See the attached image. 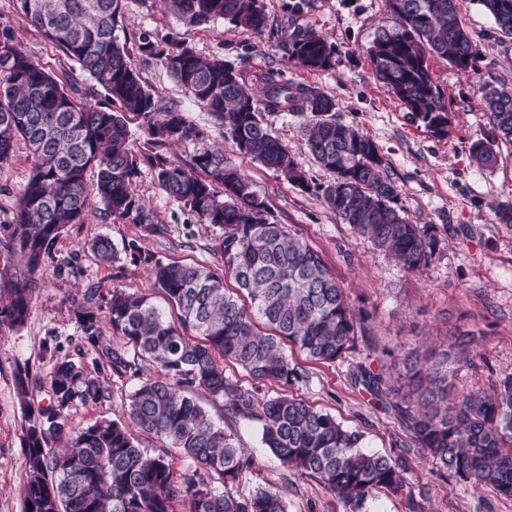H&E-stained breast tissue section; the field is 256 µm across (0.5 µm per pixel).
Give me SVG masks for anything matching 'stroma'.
<instances>
[{
    "instance_id": "obj_1",
    "label": "stroma",
    "mask_w": 512,
    "mask_h": 512,
    "mask_svg": "<svg viewBox=\"0 0 512 512\" xmlns=\"http://www.w3.org/2000/svg\"><path fill=\"white\" fill-rule=\"evenodd\" d=\"M286 2L263 0L272 28L257 34L224 19L189 27L166 13L159 0H125L124 33L133 67L204 137L158 146L143 119L127 115L132 149L140 159L134 191L161 225V232L107 217L100 204H91L83 221L68 225L53 246L24 323L0 330V512H25L21 495L25 450L20 432L24 411L15 384L18 366L28 365L32 373L41 375L55 355L96 370L99 356L84 338L75 300L90 288L152 294L147 264L133 262L125 244L135 243L143 255L165 262L221 270L211 227L163 191L145 160L146 155L158 153L188 166L194 155L213 146L223 148L250 177L269 207L270 221L291 226L320 254L346 289L355 312L363 317L352 350L334 365L310 362L304 354L293 352V361L304 365L307 377L289 387V394L330 413L343 426L362 431L366 451L402 461L418 512H512V498L501 497L489 487L475 488L440 467L393 411L383 409L351 381L361 366L401 376L407 352L442 348L450 353L448 365L456 390L488 392L512 374V224L500 223L497 216L498 210L512 207V145L498 144L496 161L488 167L478 166L470 153L475 140L491 135L482 86L490 83L512 90V40L498 37L491 18L474 0H458L459 16L479 40L483 60L477 72L465 75L444 59L430 58L433 78L452 113L451 135L441 140L422 122L412 120L374 76L367 49L377 30L392 23L385 0H312L311 7L295 17L289 15ZM1 23L12 27L17 42L46 71L68 75L89 102L107 105L103 89L25 20L15 0H0ZM296 25L312 29L333 45L331 66L311 72L289 61L282 40ZM144 37L164 49L184 45L204 58H224L251 73L277 68L285 79L319 87L333 96L337 119L359 128L378 146L406 217L415 224L436 226L439 256L422 275L406 276L367 238L340 222L320 193L334 175L311 159L301 132L307 115L272 112L264 119L302 165L309 190H300L281 173L239 154L213 115L194 101L160 60L140 53L138 45ZM31 162L25 144L20 143L9 165L0 169V239L12 222ZM98 235L110 237L116 245L118 253L112 262H99L88 250V240ZM152 296L156 305H163L161 295ZM108 380L109 398L73 409L72 426L124 417L139 379L112 373ZM201 403L253 457L251 472L236 483V490L269 487L283 496L288 512H349L316 479L283 467L263 447L261 422L229 414L219 400L205 397ZM408 501L379 490L368 497L366 510L408 512Z\"/></svg>"
}]
</instances>
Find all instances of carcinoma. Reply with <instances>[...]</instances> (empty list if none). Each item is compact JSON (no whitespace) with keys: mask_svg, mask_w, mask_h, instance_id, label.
<instances>
[{"mask_svg":"<svg viewBox=\"0 0 512 512\" xmlns=\"http://www.w3.org/2000/svg\"><path fill=\"white\" fill-rule=\"evenodd\" d=\"M497 34L512 38V0H477ZM394 24L377 32L367 54L375 78L387 86L411 119L446 139L452 118L427 63L436 55L461 73L474 72L482 55L459 17L457 0H386ZM165 9L190 26L223 18L261 33L270 27L262 0H163ZM29 23L54 41L101 87L113 104L95 107L77 90L46 72L0 29V168L18 140L32 154L29 180L17 201L9 233L0 240L19 254L20 270L0 287L10 295L0 309V328L23 323L41 287L45 258L68 224L85 215L91 198L104 214L157 232L152 214L133 184L139 165L123 113L146 121L159 145L198 140L201 131L165 102L132 66L117 28L124 0H16ZM288 60L303 69L331 65L334 48L314 31L296 26L287 34ZM139 49L161 59L194 100L211 109L240 154L281 172L305 189V172L288 146L272 135L265 112L311 114L306 144L314 162L335 174L322 189L324 203L342 223L367 237L408 274H418L439 254L432 224H412L402 215L399 194L384 169L376 143L336 120V101L317 88L288 81L279 70L252 75L222 58L203 59L188 47L168 50L142 38ZM262 88L256 96L248 80ZM493 138L512 144V91L482 87ZM471 155L493 161L492 142L478 139ZM163 190L216 228L214 249L223 273L200 265L155 262L153 287L179 310L169 317L148 294L108 291V319L122 344L98 345L93 311L99 290L83 301L85 339L97 347L102 366L123 375L148 374L130 396L128 419L154 437L153 453L120 420L71 426V411L108 397L100 375L63 357L45 372L47 403L34 398L43 379L28 366L16 371L26 406L20 426L25 448V512H287L276 492L255 486L246 492L218 491L212 484L237 481L253 459L233 435L215 425L195 397L201 390L234 413L262 423V443L279 462L317 479L351 512H359L376 490L405 498L417 512L406 469L395 459L362 450V434L330 414L287 395L259 397L265 383L289 387L306 370L288 358V343L313 361L333 364L353 346L357 317L349 296L306 241L269 221L265 200L220 147L206 148L191 169L160 154L146 157ZM96 170V180L87 178ZM90 250L101 261L117 254L112 240L95 237ZM240 366L248 383L224 374V362ZM408 389L361 367L352 383L397 412L415 442L436 463L475 486H490L512 498V375L500 388L455 392L448 350L406 358ZM191 464L174 474L168 449Z\"/></svg>","mask_w":512,"mask_h":512,"instance_id":"1","label":"carcinoma"}]
</instances>
